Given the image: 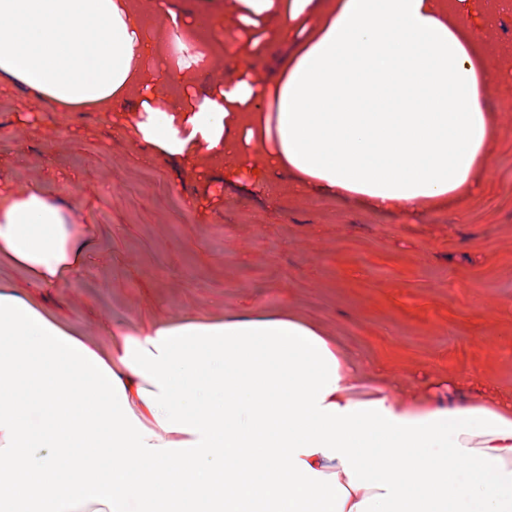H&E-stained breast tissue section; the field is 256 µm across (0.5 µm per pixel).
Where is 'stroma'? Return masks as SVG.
Here are the masks:
<instances>
[{
    "mask_svg": "<svg viewBox=\"0 0 512 512\" xmlns=\"http://www.w3.org/2000/svg\"><path fill=\"white\" fill-rule=\"evenodd\" d=\"M470 19L493 69L481 101L512 89V8ZM0 84V181L40 186L94 239L87 265L44 288L96 345L108 329L157 319L297 312L360 362L362 385L397 397H458L478 376L512 388V112L499 113L493 163L470 198L424 223L333 200L274 172L277 197L223 189V166L145 163L117 117L58 112Z\"/></svg>",
    "mask_w": 512,
    "mask_h": 512,
    "instance_id": "35a3bbf8",
    "label": "stroma"
}]
</instances>
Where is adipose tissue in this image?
Wrapping results in <instances>:
<instances>
[{
	"instance_id": "ef3b65f1",
	"label": "adipose tissue",
	"mask_w": 512,
	"mask_h": 512,
	"mask_svg": "<svg viewBox=\"0 0 512 512\" xmlns=\"http://www.w3.org/2000/svg\"><path fill=\"white\" fill-rule=\"evenodd\" d=\"M234 9L242 67L173 104L177 72L214 70L224 40L169 0H0V80L59 112H125L148 162L236 157V183L271 195L273 168L419 222L472 193L494 136L479 101L491 64L447 5ZM91 246L41 188L0 190V265L58 286ZM355 367L287 313L156 321L103 350L0 281V499L19 512H512V393L475 379L459 400L408 403L357 393ZM62 459L72 480L56 479Z\"/></svg>"
}]
</instances>
